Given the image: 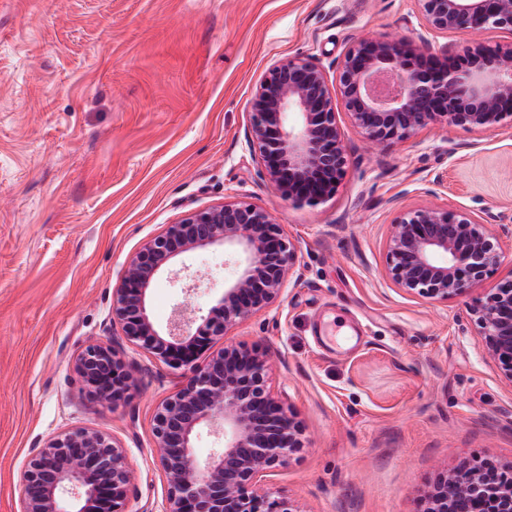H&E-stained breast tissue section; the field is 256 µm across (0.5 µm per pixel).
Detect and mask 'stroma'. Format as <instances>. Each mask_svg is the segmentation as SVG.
Returning a JSON list of instances; mask_svg holds the SVG:
<instances>
[{"instance_id": "1", "label": "stroma", "mask_w": 512, "mask_h": 512, "mask_svg": "<svg viewBox=\"0 0 512 512\" xmlns=\"http://www.w3.org/2000/svg\"><path fill=\"white\" fill-rule=\"evenodd\" d=\"M421 32L414 0H0V512H18L30 456L78 426L124 447L126 512H161L151 418L184 370L119 343L137 385L112 407L85 395L74 361L112 335L129 257L227 200L267 209L303 272L279 305L223 338L266 350L270 380L304 427V448L264 490L294 512H419L441 472L512 463V385L468 314L512 277V237L488 278L445 303L384 275L389 226L409 210L512 226V123L434 122L375 147L339 112L347 171L315 206L275 194L245 141L275 62L309 58L332 75L359 39L417 48ZM477 37L512 45L488 30L427 47L453 61ZM185 262L202 284L185 296L159 277V325L185 299L208 311L235 272L221 247Z\"/></svg>"}]
</instances>
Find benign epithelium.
<instances>
[{
  "label": "benign epithelium",
  "instance_id": "benign-epithelium-1",
  "mask_svg": "<svg viewBox=\"0 0 512 512\" xmlns=\"http://www.w3.org/2000/svg\"><path fill=\"white\" fill-rule=\"evenodd\" d=\"M421 41L459 31L512 34V0H415ZM469 64L388 40L361 39L348 47L334 79L308 58L273 65L251 102L246 132L275 193L292 203L318 204L343 179L347 160L337 122L342 102L371 145L409 139L433 121L491 130L512 120V46L476 41ZM297 116L295 123L288 115ZM473 215L427 206L390 225L385 276L406 294L445 302L484 281L501 259L500 232ZM234 250L237 272L205 314L186 301L166 326L148 306L162 272L185 291L198 276L176 259L198 249ZM301 279L296 245L261 206L226 201L169 224L127 262L113 291L112 328L126 342L173 368L184 382L159 402L151 429L167 492L162 512H294L263 489L270 470L304 448V428L269 382V361L258 347L226 344L212 350L237 320L280 301L283 287ZM478 342L512 384V278L469 309ZM204 363H199L202 355ZM87 396L116 405L137 380L112 339L87 345L75 360ZM224 446L200 459L203 429ZM131 473L122 446L105 433L75 427L39 449L23 473L20 512H126ZM512 512V464L463 463L440 474L422 512Z\"/></svg>",
  "mask_w": 512,
  "mask_h": 512
}]
</instances>
